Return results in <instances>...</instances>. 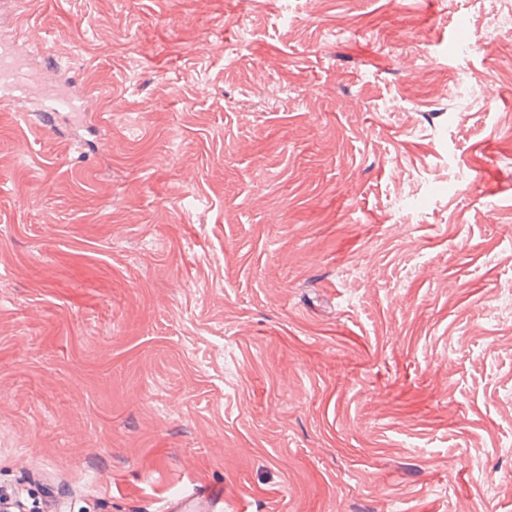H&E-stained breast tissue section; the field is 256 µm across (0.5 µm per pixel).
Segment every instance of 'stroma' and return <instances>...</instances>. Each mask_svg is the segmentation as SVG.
<instances>
[{
  "label": "stroma",
  "instance_id": "obj_1",
  "mask_svg": "<svg viewBox=\"0 0 512 512\" xmlns=\"http://www.w3.org/2000/svg\"><path fill=\"white\" fill-rule=\"evenodd\" d=\"M509 11L7 0L92 97L0 96V489L512 512ZM74 88L70 96L55 105L54 108L40 112V127L48 129H58L56 124L59 112H87L86 104L90 94L86 89L78 88L73 83Z\"/></svg>",
  "mask_w": 512,
  "mask_h": 512
}]
</instances>
